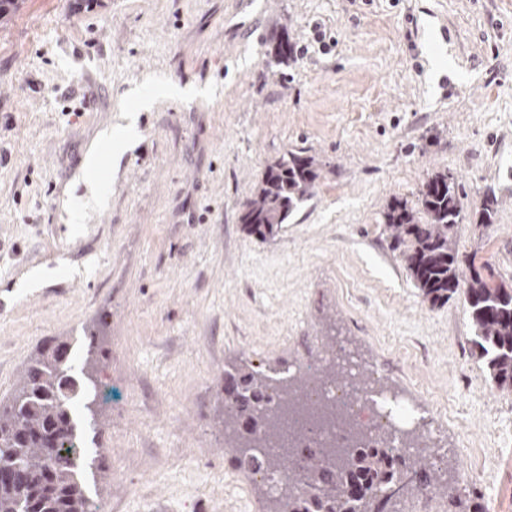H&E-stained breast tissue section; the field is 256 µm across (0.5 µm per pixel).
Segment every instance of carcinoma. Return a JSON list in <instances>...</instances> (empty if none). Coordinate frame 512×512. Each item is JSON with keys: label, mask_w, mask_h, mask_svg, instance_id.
Segmentation results:
<instances>
[{"label": "carcinoma", "mask_w": 512, "mask_h": 512, "mask_svg": "<svg viewBox=\"0 0 512 512\" xmlns=\"http://www.w3.org/2000/svg\"><path fill=\"white\" fill-rule=\"evenodd\" d=\"M318 163L304 151H288L270 163L243 204V230L273 235L314 194ZM421 209L391 200L384 214L395 247L402 245L406 269L423 296L435 305L463 293L475 328V345L492 382L512 390V286L496 281L485 264L460 277L455 226L462 219L459 186L453 175L436 172L420 190ZM466 288L460 289V283ZM99 333L88 336L81 373L72 374L70 344L61 341L30 358L11 398L0 401V512H92L86 474L94 467L83 456L76 403L92 411ZM340 366L293 375L277 393L278 410L260 407L271 376L246 365L224 371V447L239 453V464L255 472L280 470L286 457L260 458L256 449L280 434L282 418L306 411L305 390L339 381ZM419 487L436 495L448 487L426 456L404 457L378 438L359 436L352 448H322L301 470L288 471V487L267 512H395V502Z\"/></svg>", "instance_id": "carcinoma-1"}]
</instances>
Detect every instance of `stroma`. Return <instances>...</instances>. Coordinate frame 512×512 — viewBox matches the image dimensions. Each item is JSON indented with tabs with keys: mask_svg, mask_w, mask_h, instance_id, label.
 <instances>
[{
	"mask_svg": "<svg viewBox=\"0 0 512 512\" xmlns=\"http://www.w3.org/2000/svg\"><path fill=\"white\" fill-rule=\"evenodd\" d=\"M127 113L136 135L103 151L108 191L84 207L85 157ZM299 149L313 197L247 235L255 184ZM436 171L461 189V271L511 281L512 0H24L0 27V400L57 341L81 368L104 325L112 512H265L224 445V371H314L335 343L414 403L450 398L448 471L485 467L469 503L512 512V392L463 295L431 305L385 232Z\"/></svg>",
	"mask_w": 512,
	"mask_h": 512,
	"instance_id": "35a3bbf8",
	"label": "stroma"
}]
</instances>
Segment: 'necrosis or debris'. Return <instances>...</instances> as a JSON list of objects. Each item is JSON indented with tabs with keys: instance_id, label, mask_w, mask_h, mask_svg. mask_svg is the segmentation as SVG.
<instances>
[{
	"instance_id": "1",
	"label": "necrosis or debris",
	"mask_w": 512,
	"mask_h": 512,
	"mask_svg": "<svg viewBox=\"0 0 512 512\" xmlns=\"http://www.w3.org/2000/svg\"><path fill=\"white\" fill-rule=\"evenodd\" d=\"M307 397L342 414L339 420H327L309 428V448L328 444L348 448L360 432L371 437L383 436L406 452L410 449L407 438L415 431L420 434V445L430 461L436 464L441 460L437 437L447 411L437 398H430L428 407L421 408L398 400L382 386L361 388L350 380L315 386Z\"/></svg>"
}]
</instances>
